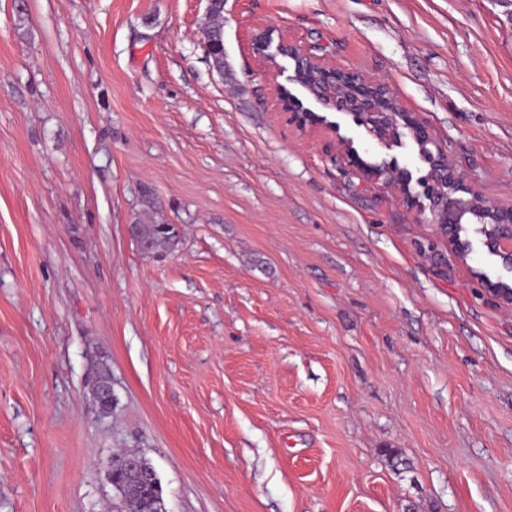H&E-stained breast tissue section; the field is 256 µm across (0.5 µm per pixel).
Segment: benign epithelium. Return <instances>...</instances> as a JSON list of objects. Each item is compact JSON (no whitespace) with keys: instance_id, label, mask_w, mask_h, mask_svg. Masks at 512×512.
<instances>
[{"instance_id":"benign-epithelium-1","label":"benign epithelium","mask_w":512,"mask_h":512,"mask_svg":"<svg viewBox=\"0 0 512 512\" xmlns=\"http://www.w3.org/2000/svg\"><path fill=\"white\" fill-rule=\"evenodd\" d=\"M271 43L272 32L268 28L252 38L253 49L273 65L275 56L264 54V49L270 47ZM276 52L294 61L297 77L300 78L308 72L316 75L318 88L312 93V98L317 103L338 112H350L363 124L373 121L371 132L378 141L394 140L399 135V129L408 130L419 147L423 161L428 164V171L426 175L415 180L410 171L400 169L390 162L368 166L361 160L352 142L342 140L341 156L347 163L362 167L369 180L390 186L407 201L414 198L411 183L422 187L430 201L434 224L440 233L448 237L449 243L462 258L473 251L470 242L460 240L462 225L471 221L494 225L495 232L485 235L482 247L488 254L499 257L506 269L512 271V208H500L464 187L463 176L455 165L440 149L432 148L434 142L426 127L412 113L399 107L385 82L330 65L297 45L283 40L278 43ZM277 95L281 110L291 114L294 122L305 126L315 121L314 113L295 110L293 98L285 95L282 89H277ZM168 230L169 227L164 224L129 225L131 237L140 251L147 255L158 252L161 238H167L168 247L175 245L177 237H167ZM92 395L101 413L112 412V384L107 378L102 375L95 377ZM108 476L114 487L123 488L129 482L137 487L143 484L150 486L152 494L138 498L137 512H167L157 473L144 456L113 459Z\"/></svg>"}]
</instances>
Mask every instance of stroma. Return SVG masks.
<instances>
[{
	"label": "stroma",
	"mask_w": 512,
	"mask_h": 512,
	"mask_svg": "<svg viewBox=\"0 0 512 512\" xmlns=\"http://www.w3.org/2000/svg\"><path fill=\"white\" fill-rule=\"evenodd\" d=\"M0 0V512H123L120 450L167 512H512V307L338 154L428 167L408 133L281 112L253 30L385 79L512 207L500 0ZM178 225L164 260L128 233ZM112 380V413L90 392ZM223 0H215L209 11L212 22L206 27L205 53L213 66L224 70ZM109 480L113 487L125 488L127 482H131L138 487L137 493L152 489V494L149 496H139L138 510L135 512H167L164 507L162 497V487L157 477V473L151 462L144 456L133 455L123 456L119 459L114 458L110 469L108 471ZM148 484L150 486H140Z\"/></svg>",
	"instance_id": "obj_1"
}]
</instances>
